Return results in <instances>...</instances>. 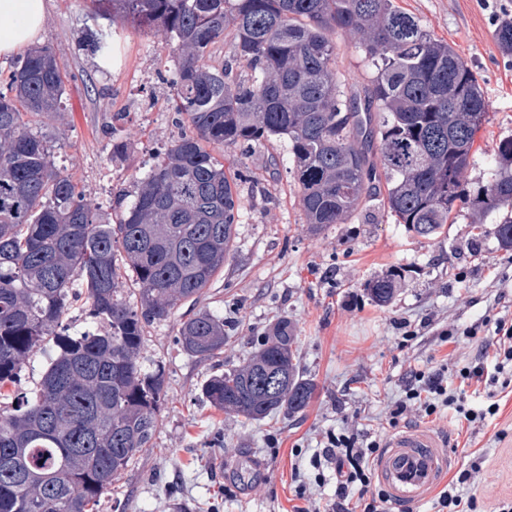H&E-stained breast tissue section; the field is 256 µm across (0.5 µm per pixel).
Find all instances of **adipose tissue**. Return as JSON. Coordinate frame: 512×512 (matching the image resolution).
Wrapping results in <instances>:
<instances>
[{
	"label": "adipose tissue",
	"mask_w": 512,
	"mask_h": 512,
	"mask_svg": "<svg viewBox=\"0 0 512 512\" xmlns=\"http://www.w3.org/2000/svg\"><path fill=\"white\" fill-rule=\"evenodd\" d=\"M46 0H0V55L33 43L43 30Z\"/></svg>",
	"instance_id": "adipose-tissue-1"
}]
</instances>
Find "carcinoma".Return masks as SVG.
Listing matches in <instances>:
<instances>
[{
	"label": "carcinoma",
	"instance_id": "obj_1",
	"mask_svg": "<svg viewBox=\"0 0 512 512\" xmlns=\"http://www.w3.org/2000/svg\"><path fill=\"white\" fill-rule=\"evenodd\" d=\"M102 16L164 27L178 63L170 83L186 126L116 199V222L95 214L57 167L29 118L60 112L64 82L50 47L14 62L0 91V512H99L102 494L150 447L167 393L166 369L143 356L146 329L196 301L224 268L238 200L224 162L208 150L244 152L288 140L306 223L345 224L377 202L415 234L442 233L468 206L512 250V137L494 149L490 181L466 189L474 135L489 102L454 46L395 0H93ZM350 33L375 73L360 91L336 74L333 34ZM512 56V18L497 24ZM106 60L107 27L84 32ZM224 43V65L211 63ZM135 287L121 288L122 274ZM88 327L63 326L74 286ZM386 306L398 282L367 284ZM192 357L224 353V318L202 311L179 324ZM49 339L55 353L31 396L8 400L26 359ZM287 320L243 365L210 376L202 396L218 410L259 420L304 411L315 391L296 361Z\"/></svg>",
	"mask_w": 512,
	"mask_h": 512
}]
</instances>
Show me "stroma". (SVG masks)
I'll return each instance as SVG.
<instances>
[{
  "label": "stroma",
  "mask_w": 512,
  "mask_h": 512,
  "mask_svg": "<svg viewBox=\"0 0 512 512\" xmlns=\"http://www.w3.org/2000/svg\"><path fill=\"white\" fill-rule=\"evenodd\" d=\"M435 37L452 43L472 66L489 102V121L474 136L467 189L477 192L492 173L499 139L512 136V59L493 38L512 0H396ZM91 0H49L39 44L50 45L64 80L57 120L33 119L86 201L114 217L115 198L133 190L180 129L169 96L172 40L160 27L112 26V59L88 52L81 36ZM336 72L359 89L373 76L357 40L335 36ZM127 144L113 158L112 145ZM236 183L239 222L229 259L198 303L174 310L147 329L145 354L162 361L167 397L152 447L138 453L101 500L100 512H295L333 494L335 478L317 481L310 465L326 431L390 436L389 410L412 369L447 365L458 375L495 334L512 324V251L499 249L496 219L474 229L467 212L453 214L442 234L423 238L373 206L344 224L312 232L299 202L288 144L274 139L249 152L212 146ZM395 276L399 290L374 305L365 284ZM224 319V352L212 360L183 353L181 321L199 310ZM297 338L300 370L315 386L303 411L249 421L217 410L201 395L211 375L242 364L279 320ZM476 327L475 337L466 328ZM413 331L404 339L405 331ZM453 341H444V334ZM466 406L497 403L485 424H459L453 409L413 424L446 434L457 480L470 472L464 495L478 512L512 504V370L471 382Z\"/></svg>",
  "instance_id": "35a3bbf8"
}]
</instances>
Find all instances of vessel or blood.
<instances>
[{
  "label": "vessel or blood",
  "mask_w": 512,
  "mask_h": 512,
  "mask_svg": "<svg viewBox=\"0 0 512 512\" xmlns=\"http://www.w3.org/2000/svg\"><path fill=\"white\" fill-rule=\"evenodd\" d=\"M454 463L440 434L414 426L386 440L372 469L397 512H413L444 482Z\"/></svg>",
  "instance_id": "1"
}]
</instances>
